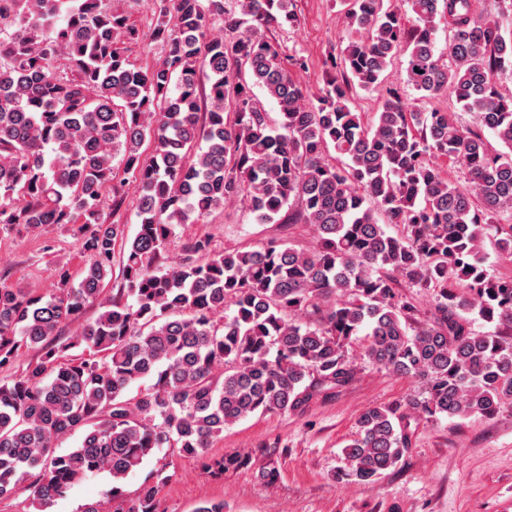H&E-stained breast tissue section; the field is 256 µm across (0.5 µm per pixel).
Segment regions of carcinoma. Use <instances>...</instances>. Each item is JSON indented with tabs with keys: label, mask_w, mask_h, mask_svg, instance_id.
I'll use <instances>...</instances> for the list:
<instances>
[{
	"label": "carcinoma",
	"mask_w": 512,
	"mask_h": 512,
	"mask_svg": "<svg viewBox=\"0 0 512 512\" xmlns=\"http://www.w3.org/2000/svg\"><path fill=\"white\" fill-rule=\"evenodd\" d=\"M157 2L165 57L143 68L125 55L137 29L108 0H0V31L11 29L0 38V224L80 218L87 232L78 285L60 270L48 295L0 288V369L40 353L0 383V497L26 493L41 507L101 472L115 497L155 448L204 458L241 420L303 414L353 379L352 345L418 391L362 413L342 479L371 484L396 467L418 413L490 417L512 402V337L472 329L474 315L512 328V278L490 276L484 250L490 240L512 259V93L500 84L512 76V29L499 20L512 0L495 16L473 0H408L404 11L340 0L348 42L315 96L268 36L298 23L291 0ZM401 53L408 86L450 94L473 121L413 112L390 87L364 122L353 89L378 87ZM117 158L140 192L132 239L99 207ZM439 158L463 179L445 177ZM236 202L258 224L309 225L315 245L214 254L196 239L178 266L160 265L177 226ZM117 247L122 285L109 294ZM402 281L432 298L419 325ZM93 305L79 340L63 339ZM78 345L83 354H68ZM79 429L80 446L54 454ZM156 500L146 484L127 512H156Z\"/></svg>",
	"instance_id": "cac0c4a2"
}]
</instances>
